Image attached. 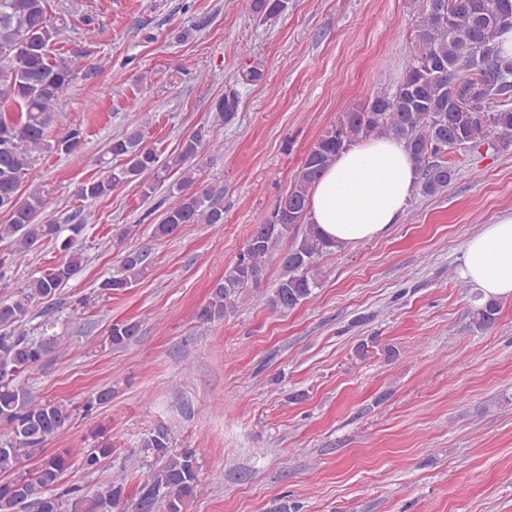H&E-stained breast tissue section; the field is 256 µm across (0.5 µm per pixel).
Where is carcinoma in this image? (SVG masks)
<instances>
[{
    "mask_svg": "<svg viewBox=\"0 0 512 512\" xmlns=\"http://www.w3.org/2000/svg\"><path fill=\"white\" fill-rule=\"evenodd\" d=\"M245 13L272 24L288 12L290 0H240ZM67 26L49 12L48 0H0V240H12L11 255L21 259L45 243H53L64 260L31 275L15 287L0 262V512H128L125 476L91 493L79 484L61 486L73 466L88 474L112 456V436L99 426L83 448L45 454V445L77 413L63 402L31 395L19 380L40 370L45 358L60 352L53 323H40L31 335V309L52 299L85 261L83 241L91 213L80 212L65 226L48 219L51 201L40 187H23L37 155H69L83 145L85 132L74 125L51 136L56 109L70 92L77 71L69 60L52 55V46ZM512 30V0H420L412 50L401 79L360 108L346 112L328 127L306 154L299 175L281 196L266 222L256 225L237 259L211 289L197 312L204 323L224 320L260 293L269 263L278 259L281 275L269 296L270 305L288 312L318 287L321 257L337 251L316 225L307 221L310 190L338 154L370 138L404 142L421 171L419 194L432 197L448 188L455 167L448 155L487 146L512 148V56L503 53L501 36ZM240 93L224 92L210 107L229 125L238 114ZM140 124L112 135L108 152L120 164L99 161V173L77 187V196L95 200L119 183L137 182L147 198L163 183L169 194L163 218L153 236L169 237L186 224L224 223V209L199 176L203 150H219L211 130L201 126L184 137L178 150L162 157L145 140L152 123L149 106L133 102ZM145 251H129L112 275L98 285L103 294H119L143 273ZM472 323L492 326L500 312L494 298L474 296ZM138 325L116 322L108 329L113 347L137 336ZM138 448L148 466L134 512H185L186 503L204 493L196 450L175 448L168 427L144 433ZM40 457L37 468L19 472L25 457Z\"/></svg>",
    "mask_w": 512,
    "mask_h": 512,
    "instance_id": "carcinoma-1",
    "label": "carcinoma"
}]
</instances>
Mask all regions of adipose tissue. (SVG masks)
I'll use <instances>...</instances> for the list:
<instances>
[{
	"instance_id": "ef3b65f1",
	"label": "adipose tissue",
	"mask_w": 512,
	"mask_h": 512,
	"mask_svg": "<svg viewBox=\"0 0 512 512\" xmlns=\"http://www.w3.org/2000/svg\"><path fill=\"white\" fill-rule=\"evenodd\" d=\"M418 179L404 142L357 143L313 185L307 219L341 248L379 238L405 213ZM460 273L484 297L512 296V217L484 225L467 240Z\"/></svg>"
}]
</instances>
